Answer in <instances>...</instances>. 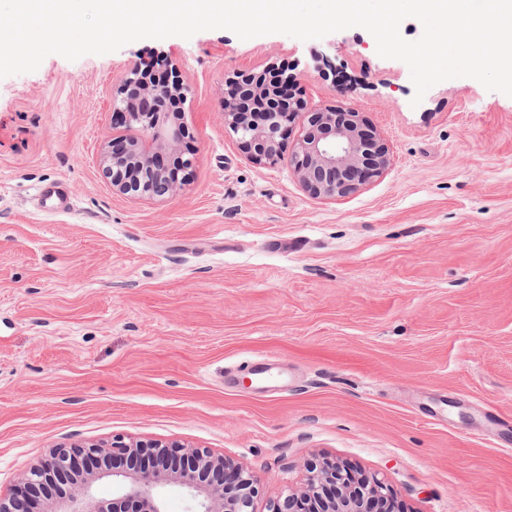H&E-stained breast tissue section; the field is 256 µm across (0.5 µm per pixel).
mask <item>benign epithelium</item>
<instances>
[{"label": "benign epithelium", "instance_id": "7a95c632", "mask_svg": "<svg viewBox=\"0 0 512 512\" xmlns=\"http://www.w3.org/2000/svg\"><path fill=\"white\" fill-rule=\"evenodd\" d=\"M143 67L131 70L126 98L113 105L112 122L138 127L140 134L112 140L103 163L112 171V188L127 193L131 173L140 181L139 196L150 198L179 188L166 181L171 170L186 171L191 159L177 153L185 136L182 113L170 110L165 95L146 92L150 100L133 103ZM292 78L277 87L249 80L234 81L224 91V124L255 162L281 155L289 133L303 131L291 150L293 171L303 186L324 199L355 192L364 179L388 165V151L376 135L364 134L352 111H301L291 93ZM260 101L264 121L256 125L247 109ZM76 479L79 488L46 499L47 512H164L157 489L175 482L194 502L193 512H249L256 479L234 461L212 452L179 444L116 438L103 445L53 449L21 478L20 488L0 498V512H30L23 495L40 494L58 480ZM110 479L118 487L110 501L95 498L96 485ZM393 498L383 481L357 478L338 462L312 469L298 489L272 512H373L380 501Z\"/></svg>", "mask_w": 512, "mask_h": 512}]
</instances>
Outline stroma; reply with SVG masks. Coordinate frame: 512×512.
<instances>
[{
    "label": "stroma",
    "mask_w": 512,
    "mask_h": 512,
    "mask_svg": "<svg viewBox=\"0 0 512 512\" xmlns=\"http://www.w3.org/2000/svg\"><path fill=\"white\" fill-rule=\"evenodd\" d=\"M143 62L190 90L193 165L151 199L101 164ZM278 67L305 107L356 109L388 167L323 199L288 155L249 159L224 88ZM414 94L360 27L142 39L0 78V494L56 445L123 437L242 465L252 512L325 461L397 512H512V97L469 77ZM55 184L68 212L36 199Z\"/></svg>",
    "instance_id": "35a3bbf8"
}]
</instances>
